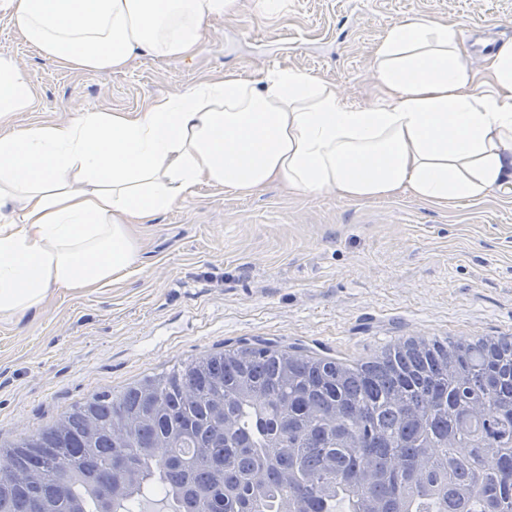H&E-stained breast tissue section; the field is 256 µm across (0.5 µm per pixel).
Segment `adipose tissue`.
I'll return each instance as SVG.
<instances>
[{
  "label": "adipose tissue",
  "instance_id": "ef3b65f1",
  "mask_svg": "<svg viewBox=\"0 0 512 512\" xmlns=\"http://www.w3.org/2000/svg\"><path fill=\"white\" fill-rule=\"evenodd\" d=\"M237 0H0L23 40L84 71L135 55L184 60ZM359 104L301 69L233 72L136 113L87 110L22 130L30 80L0 56V319L37 312L55 289L105 288L131 270L130 227L206 182L254 194L277 182L365 201L410 192L435 204L512 190V46L466 61L458 24L390 26Z\"/></svg>",
  "mask_w": 512,
  "mask_h": 512
}]
</instances>
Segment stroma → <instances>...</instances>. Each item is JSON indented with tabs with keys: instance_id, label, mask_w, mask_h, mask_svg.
<instances>
[{
	"instance_id": "obj_1",
	"label": "stroma",
	"mask_w": 512,
	"mask_h": 512,
	"mask_svg": "<svg viewBox=\"0 0 512 512\" xmlns=\"http://www.w3.org/2000/svg\"><path fill=\"white\" fill-rule=\"evenodd\" d=\"M457 21L465 39L512 45V0H238L186 61L133 57L87 72L42 57L0 12V54L35 86L16 128L94 109L136 112L234 71L298 68L371 99L374 52L411 15ZM138 258L106 288L54 290L0 320V443L52 424L92 394H119L241 341L355 367L408 340L512 337V191L445 205L409 192L367 201L273 185L241 196L201 184L134 225Z\"/></svg>"
}]
</instances>
